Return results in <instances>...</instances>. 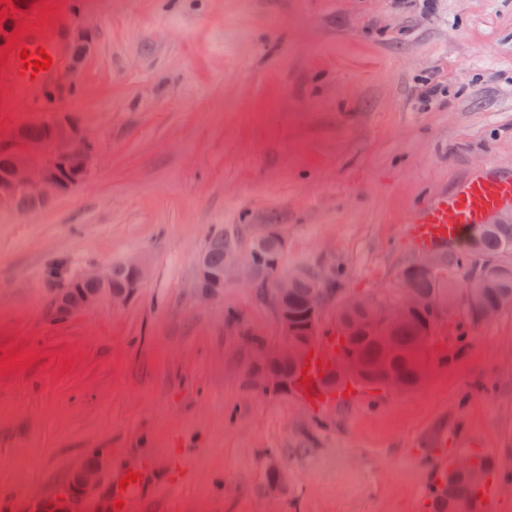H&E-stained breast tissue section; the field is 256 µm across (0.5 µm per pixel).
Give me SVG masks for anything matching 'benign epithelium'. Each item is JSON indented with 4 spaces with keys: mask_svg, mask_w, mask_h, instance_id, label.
<instances>
[{
    "mask_svg": "<svg viewBox=\"0 0 512 512\" xmlns=\"http://www.w3.org/2000/svg\"><path fill=\"white\" fill-rule=\"evenodd\" d=\"M94 48L93 29L85 24L75 26L69 50L72 65L77 67ZM41 127V138L29 135L32 127ZM8 157L6 172L0 175V211L13 209L16 196L23 194L31 203V212L48 207L55 200L69 194L83 182L94 163L92 144L79 121L68 113H59L49 120L38 121L16 128L9 141L0 146ZM252 239H272L276 249L269 254L248 242L231 245L224 255V266L212 269L203 254H198L191 282L197 300L203 304L215 301L224 291V285L238 279L261 288V295L274 310L280 339L265 355L268 365L280 368L267 381L281 389H288L292 377L288 369L299 365L306 353V345L321 335L327 316L347 320L351 330L360 328L377 334H386L413 320L427 307V300L411 288L413 274L418 272L434 279H443L450 269L446 255L430 252L414 259L398 275L397 298L390 302L379 292L336 298L327 284L336 280V264L324 262L315 266L316 283L305 300V313L299 318L288 310V295L294 285L307 272L300 266L289 271L281 270V260L288 248V237L279 224L256 227ZM128 272L124 285L112 287L116 266L86 267L72 276L73 283L91 282L101 288L87 292L74 287L59 288L55 293V306L65 318L92 309L103 302L116 308L130 303L143 288L148 276V265L140 257L120 263ZM273 267L278 276L272 283L265 280V270ZM512 272V242L489 261H480L474 268L473 280L486 281L499 273ZM463 303L475 310L476 320L487 323L504 313L512 312V292L501 291L491 300L484 298L482 289L470 288L463 296ZM448 316V306L440 303L434 318L423 325L415 342V372L411 381H404L381 365L366 363L355 350L347 346L338 355L334 376L342 379L366 381L379 379L394 390H406L417 385L424 377L430 357L443 350L433 336L436 325ZM104 466L103 457L74 470L65 484L52 495L29 494L19 502L4 507L0 512H112V501L105 500L99 492V476ZM457 471L464 474L471 487L480 485L484 472L471 466L466 459L458 461Z\"/></svg>",
    "mask_w": 512,
    "mask_h": 512,
    "instance_id": "benign-epithelium-1",
    "label": "benign epithelium"
}]
</instances>
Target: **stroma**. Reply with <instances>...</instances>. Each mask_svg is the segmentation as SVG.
I'll list each match as a JSON object with an SVG mask.
<instances>
[{
  "instance_id": "stroma-1",
  "label": "stroma",
  "mask_w": 512,
  "mask_h": 512,
  "mask_svg": "<svg viewBox=\"0 0 512 512\" xmlns=\"http://www.w3.org/2000/svg\"><path fill=\"white\" fill-rule=\"evenodd\" d=\"M79 23L96 47L75 69ZM42 24L58 69L0 78V141L63 111L96 160L46 209L0 212V503L101 454L103 495L142 471L135 512H430L440 432L512 483V313L418 386L319 412L259 375L279 333L258 288L188 287L213 231L280 224L283 270L328 253L344 292L393 289L415 202L512 173V0H0V46ZM134 255L150 272L127 307L57 316L50 263Z\"/></svg>"
}]
</instances>
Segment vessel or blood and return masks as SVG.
<instances>
[{"mask_svg": "<svg viewBox=\"0 0 512 512\" xmlns=\"http://www.w3.org/2000/svg\"><path fill=\"white\" fill-rule=\"evenodd\" d=\"M48 34L20 33L7 51L0 53V74L8 72L23 80H44L47 70L31 72L24 60H38L39 49L49 48ZM512 207V176L502 177L490 171L476 173L450 192H441L417 201L404 219L407 239L418 252H427L436 244L460 237L463 229L491 223L504 209ZM335 337H321L312 349L307 379L297 382L295 392L315 409L344 408L364 401L361 390L327 392L319 380L337 360Z\"/></svg>", "mask_w": 512, "mask_h": 512, "instance_id": "1", "label": "vessel or blood"}]
</instances>
